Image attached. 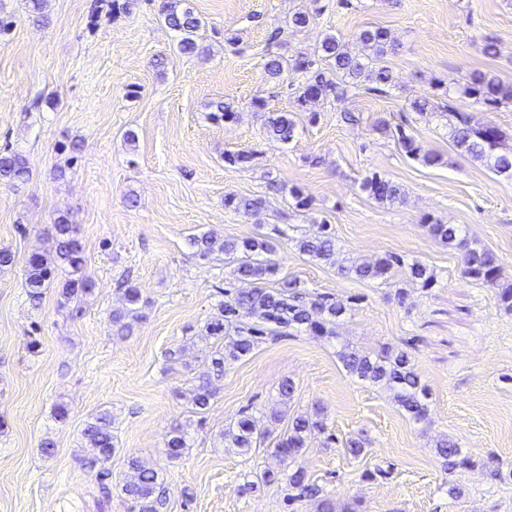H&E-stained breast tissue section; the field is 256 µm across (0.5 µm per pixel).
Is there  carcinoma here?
<instances>
[{"instance_id": "carcinoma-1", "label": "carcinoma", "mask_w": 512, "mask_h": 512, "mask_svg": "<svg viewBox=\"0 0 512 512\" xmlns=\"http://www.w3.org/2000/svg\"><path fill=\"white\" fill-rule=\"evenodd\" d=\"M158 15L177 33V47L182 54L190 56L198 52L202 21L192 0H159ZM355 40L361 46L358 52L352 51L342 37L328 34L314 57L305 53L288 58L270 57L264 64L266 77L278 81L288 73L296 76L297 110L307 113L308 121L313 123L318 118L316 107L345 101L351 87L363 84L369 91L384 92L393 86L392 71L385 63V57L395 46L391 31L383 26H370L357 32ZM461 93L487 111L512 105V85L480 73L469 78ZM249 107L261 120L262 132L268 139L285 145L295 139L298 123L292 113L273 111L261 98L252 99ZM211 108L210 118L216 122L231 123L239 112V104L234 102L217 101ZM435 109L431 98L414 99L409 103V111L421 118L446 116L451 119V138L457 151L498 176L512 178V145L506 143L501 129L472 114L455 112L451 108L438 114ZM396 139L406 155L427 166L439 164V156L423 148L406 133L404 126L396 128ZM29 176L28 162L22 150L12 146L0 148V182L16 186L27 181ZM360 190L380 204L401 203L406 197L401 185L376 172L363 178ZM262 205L263 200L259 197L224 196V208L238 214L255 215ZM424 224L433 238L458 252L462 278L497 289L499 309L512 314V287L498 284V258L489 251L472 247L463 230L455 224H442L430 218ZM53 230L49 253L35 252L26 262V292L35 306L40 304L44 291L57 282L59 272L66 268L71 270V276L61 282L60 296L64 300L79 299L91 290V283L82 274V242L72 225L60 219L53 225ZM186 245L200 260L222 253L233 267L232 278L224 282V298L205 326L206 338L214 341L208 364L218 377L224 375V367L247 357L267 336H281L292 330L332 339L336 337L338 323L351 311L349 301L334 294L307 291L294 280L285 279L275 288L267 287L280 271L272 237L267 234L226 240L208 231L189 235ZM295 245L301 254L330 265L336 264V254L341 249L329 224L321 225V231L314 235L296 239ZM396 272L422 288H431L436 282L435 275L423 264L417 261L407 264L395 255L353 260L338 266L342 277L358 280L386 282ZM122 301L123 308L111 315L117 336L128 335L133 323L143 318L144 301L139 288L123 289ZM338 357L349 375L387 391L409 420L418 424L428 419L429 393L408 352L385 348L368 352L344 346L338 351ZM214 395L210 379H200L190 393L191 412L200 417L205 415ZM326 429L325 412L319 407L294 417L288 431L273 445L270 456L277 465L288 467V503L291 505L302 498H314L320 500L322 512H334L322 487L310 481L302 465L309 436ZM265 438L266 430L247 413L224 430L225 447L242 457L251 456ZM82 439L81 465L106 490V480L112 477L109 464L115 452L112 413L102 410L92 415L82 431ZM189 447L187 430L174 427L165 441L167 459L172 463L181 460ZM436 453L446 472L473 463L470 454L446 438L436 442ZM161 485L158 470L136 456L127 458L121 491L136 504L138 512H160L164 505Z\"/></svg>"}]
</instances>
